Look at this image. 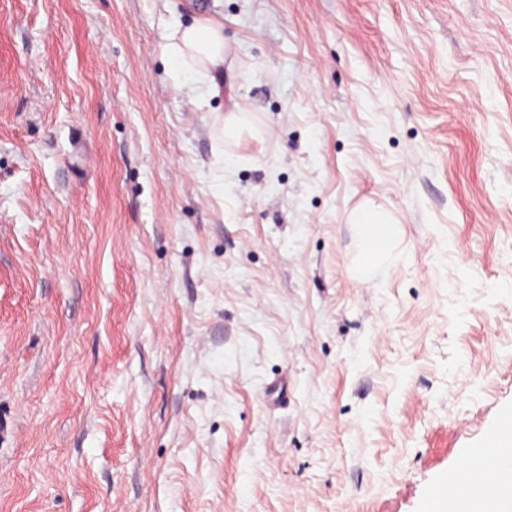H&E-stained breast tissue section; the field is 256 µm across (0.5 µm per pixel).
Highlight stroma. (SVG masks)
Listing matches in <instances>:
<instances>
[{
    "label": "stroma",
    "instance_id": "stroma-1",
    "mask_svg": "<svg viewBox=\"0 0 512 512\" xmlns=\"http://www.w3.org/2000/svg\"><path fill=\"white\" fill-rule=\"evenodd\" d=\"M506 413L512 0H0V512H427ZM227 52L223 27L208 19L173 29L165 46V54L178 67L211 80L224 67ZM352 222L359 226L365 243V258L359 274L367 277L384 261L395 226L384 211L373 205L359 208L354 213Z\"/></svg>",
    "mask_w": 512,
    "mask_h": 512
}]
</instances>
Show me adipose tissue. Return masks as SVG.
<instances>
[{"instance_id":"obj_1","label":"adipose tissue","mask_w":512,"mask_h":512,"mask_svg":"<svg viewBox=\"0 0 512 512\" xmlns=\"http://www.w3.org/2000/svg\"><path fill=\"white\" fill-rule=\"evenodd\" d=\"M227 52L223 27L207 19L173 29L165 46L166 55L178 67L209 78L223 68ZM352 221L365 243L359 273L366 277L384 261L395 226L384 211L372 205L359 208Z\"/></svg>"}]
</instances>
